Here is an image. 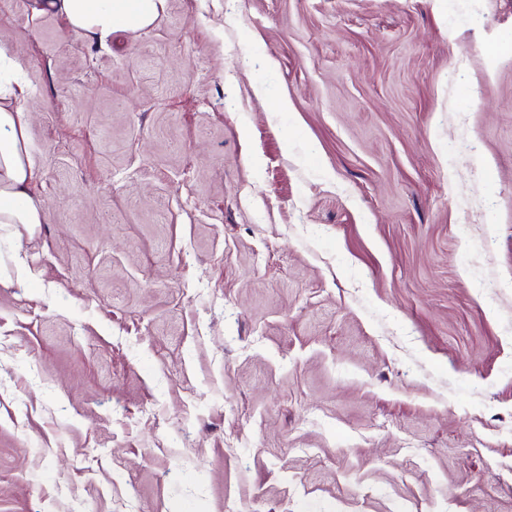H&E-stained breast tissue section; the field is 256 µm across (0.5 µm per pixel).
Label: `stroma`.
Returning <instances> with one entry per match:
<instances>
[{"label": "stroma", "mask_w": 512, "mask_h": 512, "mask_svg": "<svg viewBox=\"0 0 512 512\" xmlns=\"http://www.w3.org/2000/svg\"><path fill=\"white\" fill-rule=\"evenodd\" d=\"M0 512H512V0H0ZM167 0H34L33 11L53 12L68 28L99 45L113 32L145 30L164 14ZM27 103L21 63L0 47V224H40L44 219L30 195L37 171L27 147Z\"/></svg>", "instance_id": "1"}]
</instances>
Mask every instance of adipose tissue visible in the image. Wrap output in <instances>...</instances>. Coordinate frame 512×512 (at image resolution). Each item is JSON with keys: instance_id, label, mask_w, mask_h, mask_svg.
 Segmentation results:
<instances>
[{"instance_id": "adipose-tissue-1", "label": "adipose tissue", "mask_w": 512, "mask_h": 512, "mask_svg": "<svg viewBox=\"0 0 512 512\" xmlns=\"http://www.w3.org/2000/svg\"><path fill=\"white\" fill-rule=\"evenodd\" d=\"M167 0H34L33 10L53 12L68 28L101 43L113 32L144 30L164 14ZM31 118L19 60L0 47V224H39L44 216L30 194L37 171L27 147Z\"/></svg>"}]
</instances>
